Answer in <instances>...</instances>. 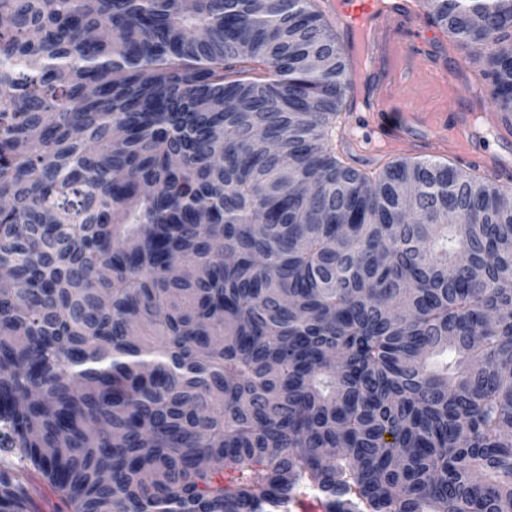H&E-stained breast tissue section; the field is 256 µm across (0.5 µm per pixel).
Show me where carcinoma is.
Returning <instances> with one entry per match:
<instances>
[{
    "label": "carcinoma",
    "mask_w": 512,
    "mask_h": 512,
    "mask_svg": "<svg viewBox=\"0 0 512 512\" xmlns=\"http://www.w3.org/2000/svg\"><path fill=\"white\" fill-rule=\"evenodd\" d=\"M420 2L512 113V0ZM351 91L316 0H0V512H512V189ZM32 480L40 490L37 498L38 512H68L52 486L38 475H33Z\"/></svg>",
    "instance_id": "obj_1"
}]
</instances>
